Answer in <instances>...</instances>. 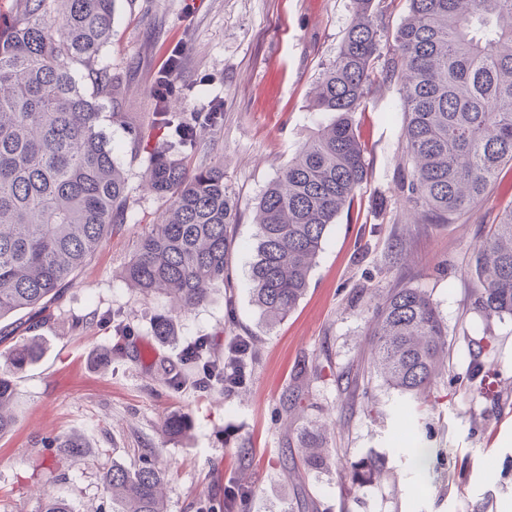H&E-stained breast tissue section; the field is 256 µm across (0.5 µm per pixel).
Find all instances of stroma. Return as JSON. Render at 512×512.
<instances>
[{"instance_id": "stroma-1", "label": "stroma", "mask_w": 512, "mask_h": 512, "mask_svg": "<svg viewBox=\"0 0 512 512\" xmlns=\"http://www.w3.org/2000/svg\"><path fill=\"white\" fill-rule=\"evenodd\" d=\"M353 14L352 0H115L112 38L101 61L124 84L122 111L151 124L153 84L160 64L178 52L177 111L222 118L186 153L188 166L220 164L239 200L241 220L232 254L234 315L223 292L176 319L177 341L151 334L169 313L163 295L129 289L122 269L137 234L156 223L166 201L148 191V155L134 152L123 124L104 122L115 160L127 178L128 224L112 236L53 306L41 334L40 359L15 372L17 423L0 437V496L14 512H39L42 495L61 497L74 512H97L102 474L113 462L132 464L141 448L157 449L169 474L168 512H196L221 501L224 484L246 469L253 486L248 512H512V319L486 320L474 305L469 273L475 247L499 211L512 205V170H504L488 199L452 224H419L398 185L406 165L405 115L396 84L375 86L357 119L367 147L368 177L352 209L327 233L307 292L288 318L265 326L252 301L249 269L256 226L253 207L317 128L314 88ZM407 285L430 293L448 328L449 355L439 397L427 406L373 382L369 399L346 410L345 377L366 363L375 296ZM121 312L133 337L126 354L104 362L117 338L108 319ZM89 328L76 329L81 319ZM250 336L256 359L246 389L175 391L161 367L180 368L183 344L199 336ZM496 339L486 363L498 378L496 399L469 388L471 343ZM324 365L322 377L309 375ZM304 398L302 420L327 423L335 453L327 469L293 490L283 462L291 450L277 414L283 395ZM184 419L187 433L164 423ZM78 437L82 460L60 459L43 447L48 436ZM430 448L428 478L420 480L410 450ZM250 450L240 457V447ZM384 458L381 477L344 489L351 465Z\"/></svg>"}]
</instances>
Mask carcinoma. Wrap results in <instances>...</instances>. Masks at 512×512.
<instances>
[{
    "mask_svg": "<svg viewBox=\"0 0 512 512\" xmlns=\"http://www.w3.org/2000/svg\"><path fill=\"white\" fill-rule=\"evenodd\" d=\"M0 16V343L13 336L16 316H26L30 336L0 352V437L16 423L13 382L4 369H23L43 349L36 331L50 317L60 290L128 220L125 172L102 129L103 113L80 85L74 66L94 86L110 92V121L136 127L120 111L121 89L112 69L100 65L112 37L115 0H15ZM354 18L335 59L314 89L311 109L332 115L298 154L280 168L254 206L257 233L250 265L252 298L262 323L271 327L290 315L305 295L309 274L327 229L350 209L367 178L365 146L355 114L374 85L393 82L405 113L402 129L409 179L403 200L422 224H451L477 207L503 169L512 168V0H408L401 23L390 28L383 0H353ZM145 186L166 199L155 224L137 235L123 268L124 280L142 294H160L173 313H188L225 288L228 323L235 322L231 257L241 217L224 181V167L191 169L180 158L193 148L212 112L189 122L166 103L154 102ZM471 274L479 289L475 305L486 319L512 317V208L501 212L478 245ZM152 335L177 339L172 318L158 317ZM370 352L363 371L350 376L348 399L381 379L420 403L434 394L445 371L448 329L424 290H390L369 324ZM207 347L194 351L195 389L218 387L203 367ZM472 352L474 393L488 398L481 357L495 351L483 336ZM254 356L250 337L226 348L224 394L246 387ZM306 480L328 467L326 427L312 422L296 435ZM44 447L66 459L83 456L85 444L48 437ZM156 449H141L139 464L112 463L104 473L110 512H167L168 475ZM385 470L371 459L345 475L352 485ZM249 483L235 476L224 501L203 512H246Z\"/></svg>",
    "mask_w": 512,
    "mask_h": 512,
    "instance_id": "1",
    "label": "carcinoma"
}]
</instances>
